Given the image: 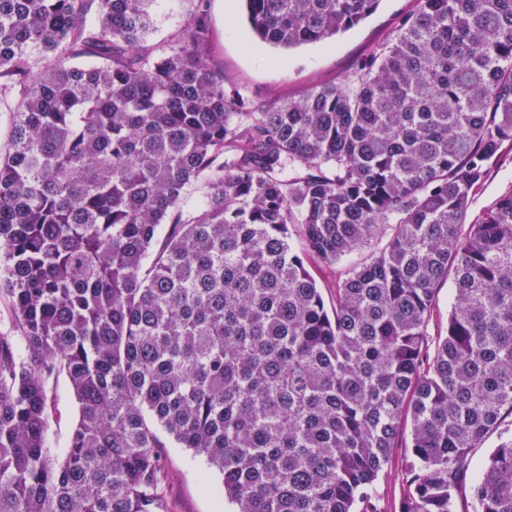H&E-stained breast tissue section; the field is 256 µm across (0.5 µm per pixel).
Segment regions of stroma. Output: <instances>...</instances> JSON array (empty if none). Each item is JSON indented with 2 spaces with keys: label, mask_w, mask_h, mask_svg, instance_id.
<instances>
[{
  "label": "stroma",
  "mask_w": 512,
  "mask_h": 512,
  "mask_svg": "<svg viewBox=\"0 0 512 512\" xmlns=\"http://www.w3.org/2000/svg\"><path fill=\"white\" fill-rule=\"evenodd\" d=\"M417 7L416 0H380L376 10L335 37L290 51L246 39L242 0H157V23L147 46L158 51L178 36L190 14L204 12L209 29L208 58L224 74L225 90L253 110L274 107L327 84L343 82L372 53L385 44L399 20ZM512 190V150L507 151L475 196L469 216L477 218L503 193ZM51 443L65 451L78 415V405L66 378H59ZM409 450L398 442L391 460L376 482L382 512H401L406 482L403 468ZM170 482L164 488L168 512H233L220 492L222 478L203 457L186 448L165 454Z\"/></svg>",
  "instance_id": "35a3bbf8"
}]
</instances>
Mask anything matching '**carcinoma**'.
<instances>
[{
	"label": "carcinoma",
	"instance_id": "cac0c4a2",
	"mask_svg": "<svg viewBox=\"0 0 512 512\" xmlns=\"http://www.w3.org/2000/svg\"><path fill=\"white\" fill-rule=\"evenodd\" d=\"M89 2L0 0V512H167L174 444L236 512H378L407 424L401 512H454L493 434L470 494L512 512V191L468 222L512 146V0H417L347 82L264 112L201 14L155 55L156 0H97L92 29ZM377 4L246 0L247 36L315 43ZM370 246L328 314L306 261ZM19 99L17 97L3 98L0 101V149L2 152L8 148L13 119L14 110L18 106ZM438 294L439 309L434 314L433 320L430 324V333L432 336H437L440 333L444 334L448 322V289L451 288L450 283L446 282L440 286ZM55 414L52 422V448L62 454L68 442L69 433L78 415V405L67 379L61 375L58 380L55 400ZM495 442V437L490 438L483 446V448L478 449L477 452L474 454L471 460L470 468L467 473L466 479L464 480L461 486L462 488H460L456 496L455 512H475V506L469 491L471 478L476 472L482 470L486 457L490 450L494 447Z\"/></svg>",
	"mask_w": 512,
	"mask_h": 512
}]
</instances>
